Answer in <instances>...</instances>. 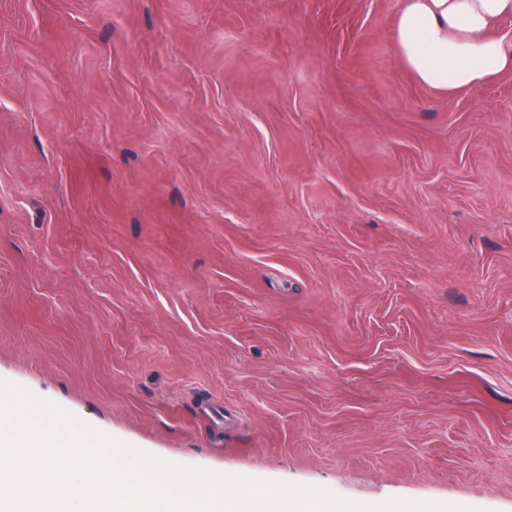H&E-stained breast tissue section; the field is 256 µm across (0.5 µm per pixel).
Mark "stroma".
<instances>
[{
    "label": "stroma",
    "mask_w": 512,
    "mask_h": 512,
    "mask_svg": "<svg viewBox=\"0 0 512 512\" xmlns=\"http://www.w3.org/2000/svg\"><path fill=\"white\" fill-rule=\"evenodd\" d=\"M402 0H0V381L166 461L512 512V73ZM512 0H403L396 45L423 85L455 92L512 69V39L496 28Z\"/></svg>",
    "instance_id": "1"
}]
</instances>
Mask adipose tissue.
<instances>
[{"instance_id":"ef3b65f1","label":"adipose tissue","mask_w":512,"mask_h":512,"mask_svg":"<svg viewBox=\"0 0 512 512\" xmlns=\"http://www.w3.org/2000/svg\"><path fill=\"white\" fill-rule=\"evenodd\" d=\"M506 16L512 0H403L397 50L421 84L473 89L512 69V39L496 32Z\"/></svg>"}]
</instances>
